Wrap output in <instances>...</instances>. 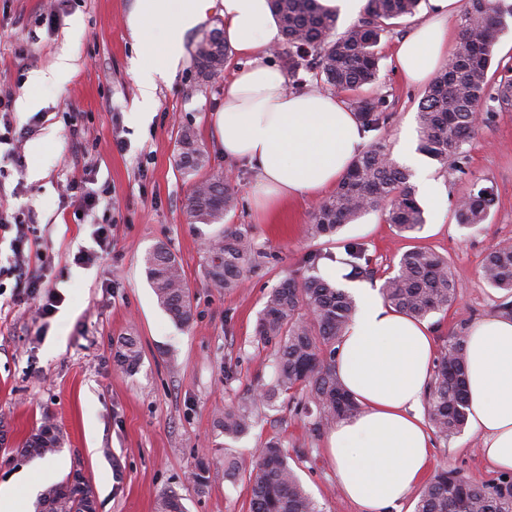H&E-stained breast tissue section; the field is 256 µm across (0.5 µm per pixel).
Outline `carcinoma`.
Here are the masks:
<instances>
[{"label": "carcinoma", "mask_w": 512, "mask_h": 512, "mask_svg": "<svg viewBox=\"0 0 512 512\" xmlns=\"http://www.w3.org/2000/svg\"><path fill=\"white\" fill-rule=\"evenodd\" d=\"M269 2L288 43V70L303 67L338 92H356L376 81V47L391 33L392 21L415 15L422 0H367L364 15L340 36L336 35V14L320 0ZM502 11L500 0H462L456 51L419 102L418 150L444 167H460L463 146L475 133L478 120L489 119L499 108H512V66H503L497 79L489 76L497 16ZM229 51L223 30H210L195 51L199 76L209 79L221 72ZM352 106L367 132L380 130L390 118L381 96H358ZM178 146L177 167L183 175L193 177L209 165V156L191 128L182 131ZM410 179L411 172L392 158L385 142L371 141L352 161L336 190L315 208L308 226L310 236H331L370 211L382 212L385 222L400 232L420 229L426 223L425 211ZM489 203L485 188L462 197L455 211L458 223H484ZM236 207L233 185L219 175L196 184L186 204L189 223L221 225L210 238L205 275L212 285L226 291L240 286L257 256L245 226L224 223ZM144 264L160 307L175 324L189 325L193 308L176 257L159 243ZM482 277L490 287L504 292L499 310L512 313L511 242L486 255ZM380 293L386 303L416 320L446 312L457 301L448 259L424 248L401 256ZM355 311L348 293L319 277L301 282L288 278L272 289L256 327L258 340L274 347L272 379L256 388L258 396L251 404L224 408L216 420L220 432L231 438L248 433L254 423V407L272 404L283 394L294 400L297 394L306 393L321 419L357 412L358 404L342 388L335 371L336 344ZM465 339L463 332L448 337L434 364L426 395L428 419L445 440L466 425ZM116 355L125 371L139 367L141 352L134 337L124 338ZM61 444L57 427L45 422L15 453L22 459L41 457L59 451ZM78 474L75 470L61 483L46 488L36 500L34 512H96L97 501L91 490L81 486ZM248 480L249 512H319L278 441L260 445ZM156 512H185L181 495L173 489L162 491ZM415 512H512V474L484 480L439 471L419 491Z\"/></svg>", "instance_id": "cac0c4a2"}]
</instances>
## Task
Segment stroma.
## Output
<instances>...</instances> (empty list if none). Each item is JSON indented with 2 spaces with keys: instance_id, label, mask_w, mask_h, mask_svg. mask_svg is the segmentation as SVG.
<instances>
[{
  "instance_id": "stroma-1",
  "label": "stroma",
  "mask_w": 512,
  "mask_h": 512,
  "mask_svg": "<svg viewBox=\"0 0 512 512\" xmlns=\"http://www.w3.org/2000/svg\"><path fill=\"white\" fill-rule=\"evenodd\" d=\"M135 2L0 0V93L19 98L29 72L51 66L61 52L76 65L63 89L43 88L30 111L10 112L14 126L30 132L24 164L6 165L0 177V210H24L43 253V287L64 301L44 317L39 296L14 291L13 280L0 290V483L41 466L38 458L13 459L12 450L48 420L63 436L54 460L65 472L81 470L98 512H156L158 494L169 488L182 495L187 512H248L255 450L271 439L282 443L289 465L324 512H355L325 451L329 426L315 428L300 406L278 403L258 408L250 432L232 440L216 429V415L252 395L258 381L270 380L271 351L256 341L257 319L267 293L285 276H321V267L306 264L308 253L342 260L346 244L363 243L375 288L410 249L447 256L458 301L426 320L440 348L448 336L497 312L502 294L483 280L481 267L491 249L512 242V109L479 126L465 146L463 171L425 159L440 195L435 202L422 200L426 222L420 230L398 232L372 212L315 239L308 224L318 198L289 201L260 216L251 198L254 169L224 157L217 117L224 83L241 58L231 55L206 82L195 67L198 42L224 24L218 4L185 35L177 74L160 85L150 122L136 118L137 50L128 27ZM50 7L57 22L48 28L39 17ZM416 22L413 16L398 20L381 40L377 79L362 89L386 97L391 118L379 136L393 151L405 133H416L424 92L405 83L393 53ZM185 127L210 155L198 178L231 176L238 204L227 221L246 225L260 250L254 270L231 292L205 280V240L213 226L186 220L193 182L176 166ZM87 178L111 190V209L98 215L111 227V244L92 264L78 266L74 255L95 246V224L74 217L61 186ZM475 185L489 188L493 201L485 223L468 227L457 223L455 206ZM159 243L182 266L194 311L189 325L173 323L146 278L143 258ZM126 336L136 337L141 350L132 373L114 358ZM478 446V436L466 431L436 439L432 467L492 478ZM202 460L210 468L200 493L191 474Z\"/></svg>"
}]
</instances>
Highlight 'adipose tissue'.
Wrapping results in <instances>:
<instances>
[{
  "instance_id": "adipose-tissue-1",
  "label": "adipose tissue",
  "mask_w": 512,
  "mask_h": 512,
  "mask_svg": "<svg viewBox=\"0 0 512 512\" xmlns=\"http://www.w3.org/2000/svg\"><path fill=\"white\" fill-rule=\"evenodd\" d=\"M224 40L248 56L224 87L218 115L224 157L253 166V201L269 211L301 195L335 187L363 148L365 133L341 96L290 90L266 57L280 39L268 0H222ZM210 0H136L129 17L138 61L137 113L148 121L159 84L170 82L183 56L185 33L206 17ZM460 0H429L426 17L400 41L395 57L405 78L422 83L450 57L449 24ZM174 18L164 34L147 22ZM357 313L336 346V376L360 405L340 418L326 447L339 488L358 512H400L408 494L431 471L434 444L423 403L434 364L425 323L397 312L378 289L351 280ZM467 423L480 454L497 472L512 471V315L494 313L472 323L465 345ZM58 462L39 474L18 472L0 484V512H27V496L54 480Z\"/></svg>"
}]
</instances>
